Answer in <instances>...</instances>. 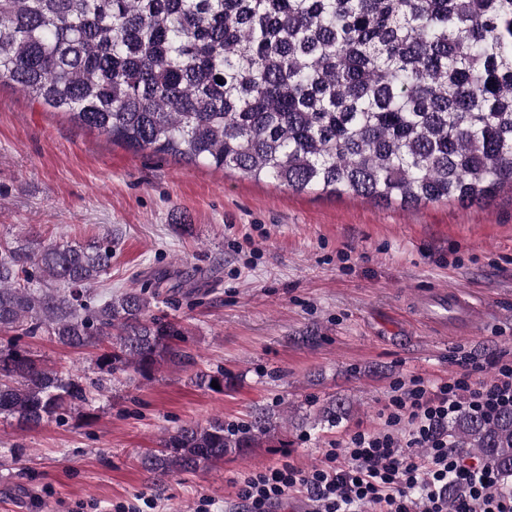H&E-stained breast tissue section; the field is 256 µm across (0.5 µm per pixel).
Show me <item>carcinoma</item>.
Returning <instances> with one entry per match:
<instances>
[{"mask_svg": "<svg viewBox=\"0 0 512 512\" xmlns=\"http://www.w3.org/2000/svg\"><path fill=\"white\" fill-rule=\"evenodd\" d=\"M0 78L135 151L236 170L293 193L404 207L512 188V0H0ZM112 238L0 245V417L25 430L75 412L133 370L185 368L180 322L144 288L91 287ZM100 350L96 379L48 367L26 340ZM231 385L224 369L191 381ZM329 398L298 421L258 407L161 436L140 458L160 481L335 426ZM456 448L512 477V409L448 422Z\"/></svg>", "mask_w": 512, "mask_h": 512, "instance_id": "cac0c4a2", "label": "carcinoma"}]
</instances>
